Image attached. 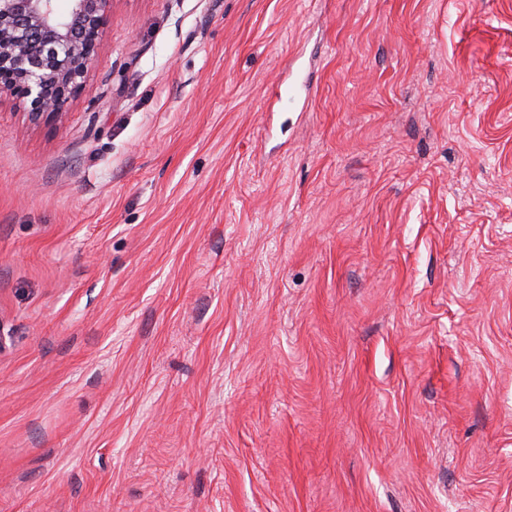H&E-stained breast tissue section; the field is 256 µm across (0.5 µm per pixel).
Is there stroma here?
Returning <instances> with one entry per match:
<instances>
[{
	"instance_id": "stroma-1",
	"label": "stroma",
	"mask_w": 512,
	"mask_h": 512,
	"mask_svg": "<svg viewBox=\"0 0 512 512\" xmlns=\"http://www.w3.org/2000/svg\"><path fill=\"white\" fill-rule=\"evenodd\" d=\"M0 512H512V0H114L0 95Z\"/></svg>"
}]
</instances>
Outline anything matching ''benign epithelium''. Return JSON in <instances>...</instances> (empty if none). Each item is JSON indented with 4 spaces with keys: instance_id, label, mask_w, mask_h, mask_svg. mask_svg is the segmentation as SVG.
Masks as SVG:
<instances>
[{
    "instance_id": "7a95c632",
    "label": "benign epithelium",
    "mask_w": 512,
    "mask_h": 512,
    "mask_svg": "<svg viewBox=\"0 0 512 512\" xmlns=\"http://www.w3.org/2000/svg\"><path fill=\"white\" fill-rule=\"evenodd\" d=\"M0 0V94L33 123L59 121L94 63L112 0Z\"/></svg>"
}]
</instances>
